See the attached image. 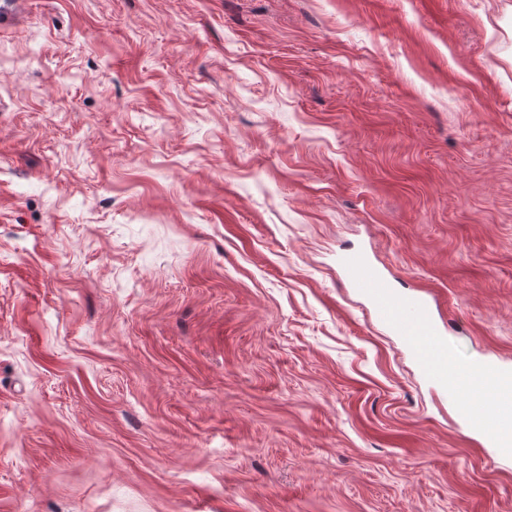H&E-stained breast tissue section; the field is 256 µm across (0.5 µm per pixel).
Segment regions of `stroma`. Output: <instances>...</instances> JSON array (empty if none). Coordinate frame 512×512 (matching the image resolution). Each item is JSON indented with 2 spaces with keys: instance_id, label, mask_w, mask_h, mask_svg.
Here are the masks:
<instances>
[{
  "instance_id": "35a3bbf8",
  "label": "stroma",
  "mask_w": 512,
  "mask_h": 512,
  "mask_svg": "<svg viewBox=\"0 0 512 512\" xmlns=\"http://www.w3.org/2000/svg\"><path fill=\"white\" fill-rule=\"evenodd\" d=\"M0 512H512L349 288L512 367V0H0Z\"/></svg>"
}]
</instances>
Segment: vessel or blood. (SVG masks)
<instances>
[{
	"label": "vessel or blood",
	"mask_w": 512,
	"mask_h": 512,
	"mask_svg": "<svg viewBox=\"0 0 512 512\" xmlns=\"http://www.w3.org/2000/svg\"><path fill=\"white\" fill-rule=\"evenodd\" d=\"M340 264L377 320L411 340L415 364L432 384L453 401L466 393L483 399V406H466L468 427L491 447L512 449V368L494 360L461 361L437 326L429 297L392 288L364 252H346Z\"/></svg>",
	"instance_id": "1"
}]
</instances>
